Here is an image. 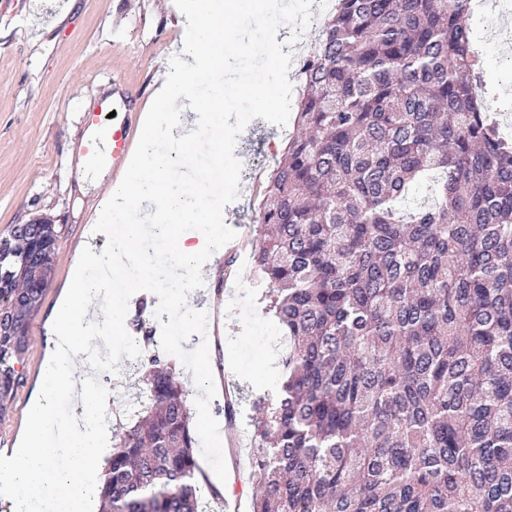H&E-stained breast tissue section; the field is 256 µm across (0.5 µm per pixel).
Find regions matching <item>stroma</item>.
Segmentation results:
<instances>
[{
  "label": "stroma",
  "mask_w": 512,
  "mask_h": 512,
  "mask_svg": "<svg viewBox=\"0 0 512 512\" xmlns=\"http://www.w3.org/2000/svg\"><path fill=\"white\" fill-rule=\"evenodd\" d=\"M262 11L234 23L240 49L224 64V236H241L244 224L256 221L257 190L267 181L296 131L295 102L301 84L299 65L287 60L285 46L297 19L264 25L277 16L280 0H263ZM491 10L472 11L469 22L480 39L486 101L500 110L504 130L512 136V69L507 45L484 40L498 22L496 7L512 0H490ZM187 24L184 0H28L21 9L0 0V233L10 225L37 217L57 224V259L29 330L24 377L15 391L9 418L0 422V448L16 447L26 412L49 354L50 316L71 275L72 259L86 241V219L99 205L100 192L80 193L79 172L70 154L85 133L83 114L121 86L132 98L153 100L163 71H175V46ZM269 85L276 103L254 109L248 81ZM249 253L237 255L235 272L204 283L196 305L221 297L223 317L217 340L223 355L220 383L203 389L192 373L186 337H175L165 352L177 361L188 390L194 424L230 422L234 433V466L227 499L202 490L210 512L225 504H249L256 479L248 465L251 394L270 390L266 376L279 345V330L257 301ZM112 354L109 400L131 408L138 402V369L123 341ZM239 398L234 418L224 412L226 392Z\"/></svg>",
  "instance_id": "obj_1"
}]
</instances>
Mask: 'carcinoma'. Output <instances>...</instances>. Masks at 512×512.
<instances>
[{
  "label": "carcinoma",
  "mask_w": 512,
  "mask_h": 512,
  "mask_svg": "<svg viewBox=\"0 0 512 512\" xmlns=\"http://www.w3.org/2000/svg\"><path fill=\"white\" fill-rule=\"evenodd\" d=\"M469 2L336 0L301 67L251 248L288 340L252 401L251 512H512V141L476 92ZM58 238L0 240V422ZM148 310L129 314L145 402L115 415L100 512H206Z\"/></svg>",
  "instance_id": "1"
}]
</instances>
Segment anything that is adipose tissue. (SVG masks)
<instances>
[{
  "mask_svg": "<svg viewBox=\"0 0 512 512\" xmlns=\"http://www.w3.org/2000/svg\"><path fill=\"white\" fill-rule=\"evenodd\" d=\"M253 9L251 0H186V33L176 49L180 67L158 91L151 117L142 121L146 136L128 166L123 191L107 187L102 172L87 180L89 187L104 190L94 216L111 217L117 225L116 251L80 256L56 306L53 348L42 369L39 396L28 408L19 448L13 458L0 463L5 478L0 487L11 495L14 512H97L107 453L98 419L108 401L87 382L79 352L96 340L108 344V337L98 336L92 326H115L120 317L96 270L111 264L114 254L134 259L146 242L167 239L169 262L147 268L146 274L157 281L160 302L186 305L187 285L202 275L197 255L224 237L214 207V172L224 167V100L198 88L223 77L236 36L229 20ZM165 138L181 153L209 154L213 169L194 170L182 178L158 148ZM184 224L200 225L201 230L183 233ZM71 393L79 416L59 417L56 401Z\"/></svg>",
  "mask_w": 512,
  "mask_h": 512,
  "instance_id": "ef3b65f1",
  "label": "adipose tissue"
}]
</instances>
